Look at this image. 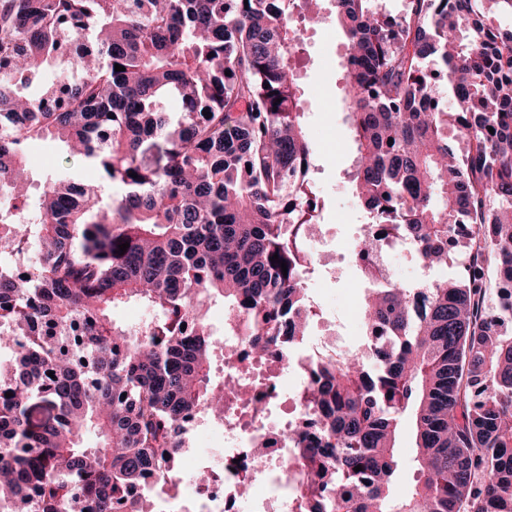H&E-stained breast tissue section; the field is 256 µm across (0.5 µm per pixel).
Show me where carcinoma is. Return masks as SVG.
<instances>
[{
	"label": "carcinoma",
	"instance_id": "carcinoma-1",
	"mask_svg": "<svg viewBox=\"0 0 512 512\" xmlns=\"http://www.w3.org/2000/svg\"><path fill=\"white\" fill-rule=\"evenodd\" d=\"M330 2L348 50L350 182L369 216L358 267L374 280L383 233L429 268L462 258L447 279L371 289L363 324L381 337L363 341L367 359L311 356L312 420L288 440L292 512H512V28L497 23L512 0H405L396 16L381 0ZM310 4L0 0L10 512H144L131 494L177 476L187 420H222L243 396L247 365L211 378L209 303L229 305L228 335L253 356L303 342L305 230L321 208L292 59ZM33 140L66 144L98 182L56 173L30 199ZM130 301L153 312L136 328L112 319ZM407 426L415 477L395 499Z\"/></svg>",
	"mask_w": 512,
	"mask_h": 512
}]
</instances>
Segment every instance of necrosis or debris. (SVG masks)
I'll use <instances>...</instances> for the list:
<instances>
[{"instance_id": "necrosis-or-debris-1", "label": "necrosis or debris", "mask_w": 512, "mask_h": 512, "mask_svg": "<svg viewBox=\"0 0 512 512\" xmlns=\"http://www.w3.org/2000/svg\"><path fill=\"white\" fill-rule=\"evenodd\" d=\"M299 370L300 356L294 352L272 367L255 364L251 414L243 416L231 410L224 415L223 463L209 467L208 484L191 485L189 492L176 500L156 499L155 512H290L284 490V464L289 455L287 438L293 422L271 417L267 407L279 398L281 380L301 384ZM258 430L265 433L267 440L266 448L259 452L251 446V435ZM243 480L260 487V494L247 500L236 497V488Z\"/></svg>"}]
</instances>
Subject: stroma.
Instances as JSON below:
<instances>
[{"label":"stroma","mask_w":512,"mask_h":512,"mask_svg":"<svg viewBox=\"0 0 512 512\" xmlns=\"http://www.w3.org/2000/svg\"><path fill=\"white\" fill-rule=\"evenodd\" d=\"M301 39L302 48L293 67L301 87L304 131L316 163L312 178L323 206L321 232L330 252L343 258L335 274L318 268L309 277V294L317 310L308 341L317 343L325 330L331 329L338 349L348 350L362 342L363 298L357 290L366 287L367 281L348 259L350 246L360 232L362 214L348 177L355 146L344 102L345 37L333 20L321 18L302 28ZM29 154L36 176L63 171L73 182L83 185L97 179L89 161L71 156L60 144L36 141L30 144ZM185 441L187 450L180 455L181 468L189 471L198 464L195 449L209 448L223 454V426L212 422L189 427Z\"/></svg>","instance_id":"35a3bbf8"}]
</instances>
